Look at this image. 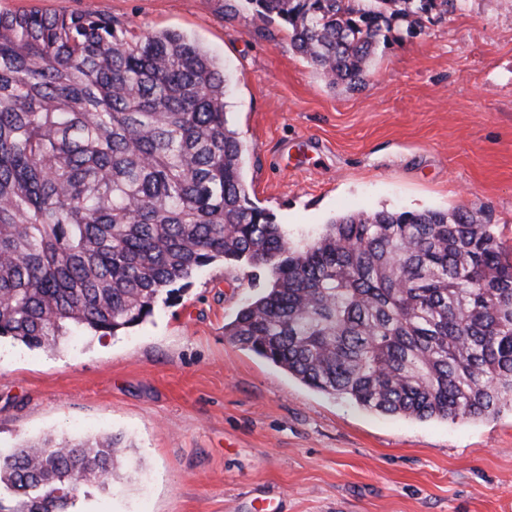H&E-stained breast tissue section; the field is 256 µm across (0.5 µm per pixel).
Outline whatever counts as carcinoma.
Returning a JSON list of instances; mask_svg holds the SVG:
<instances>
[{"label": "carcinoma", "mask_w": 512, "mask_h": 512, "mask_svg": "<svg viewBox=\"0 0 512 512\" xmlns=\"http://www.w3.org/2000/svg\"><path fill=\"white\" fill-rule=\"evenodd\" d=\"M330 87L454 0H245ZM227 79L195 40L86 9L0 11V339L115 335L216 261L268 271L224 336L328 395L417 420L512 406V256L466 209L347 214L294 248L250 197ZM121 439L0 452V512H67Z\"/></svg>", "instance_id": "carcinoma-1"}]
</instances>
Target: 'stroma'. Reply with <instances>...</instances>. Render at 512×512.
<instances>
[{"mask_svg": "<svg viewBox=\"0 0 512 512\" xmlns=\"http://www.w3.org/2000/svg\"><path fill=\"white\" fill-rule=\"evenodd\" d=\"M92 9L199 42L229 78L226 112L252 200L308 242L331 219L465 208L512 250V0H456L392 30L361 89L329 88L244 0H0ZM215 263L127 332L30 350L0 340V448L112 434L121 483L79 512H512V408L418 421L309 388L232 344L225 324L266 281Z\"/></svg>", "mask_w": 512, "mask_h": 512, "instance_id": "35a3bbf8", "label": "stroma"}]
</instances>
